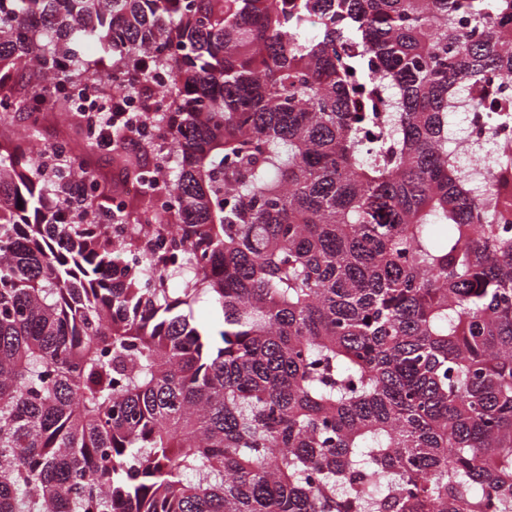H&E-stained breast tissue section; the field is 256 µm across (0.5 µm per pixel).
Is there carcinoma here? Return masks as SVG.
<instances>
[{
  "label": "carcinoma",
  "instance_id": "1",
  "mask_svg": "<svg viewBox=\"0 0 512 512\" xmlns=\"http://www.w3.org/2000/svg\"><path fill=\"white\" fill-rule=\"evenodd\" d=\"M510 36L512 0H0V102L27 62L46 110L112 100L142 188L77 219L79 154L0 143V512L512 504V146L452 148L456 94L512 125Z\"/></svg>",
  "mask_w": 512,
  "mask_h": 512
}]
</instances>
